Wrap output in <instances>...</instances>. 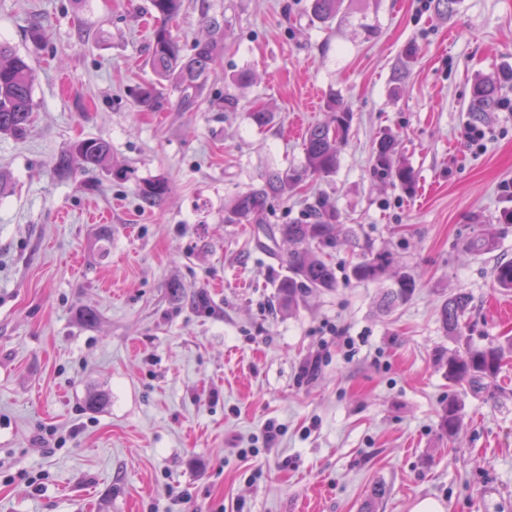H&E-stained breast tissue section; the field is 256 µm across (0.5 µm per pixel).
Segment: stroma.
Wrapping results in <instances>:
<instances>
[{"instance_id":"35a3bbf8","label":"stroma","mask_w":512,"mask_h":512,"mask_svg":"<svg viewBox=\"0 0 512 512\" xmlns=\"http://www.w3.org/2000/svg\"><path fill=\"white\" fill-rule=\"evenodd\" d=\"M435 3L342 0L323 24L311 0H184L170 24L183 53L213 17L224 48L190 104L169 88L164 111L143 112L149 0H0V40L29 58L36 102L25 139L0 135V512H411L427 497L512 512V355L482 386L450 383L440 320L461 290L471 346L512 336V291L494 280L512 261V110L487 113L483 147L461 136L474 83L512 66V0ZM331 97L353 114L335 174L284 189L265 221L310 223L320 194L357 243L334 256L336 288L285 312V265L224 208L303 163L290 130L327 121ZM384 132L415 192L373 178ZM85 138L134 180L59 178ZM155 178L170 189L142 207L136 185ZM480 233L494 249L466 252ZM365 247L416 277L391 315L350 275Z\"/></svg>"}]
</instances>
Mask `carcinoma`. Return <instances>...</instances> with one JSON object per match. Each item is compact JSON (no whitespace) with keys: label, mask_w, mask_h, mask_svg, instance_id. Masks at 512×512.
I'll return each instance as SVG.
<instances>
[{"label":"carcinoma","mask_w":512,"mask_h":512,"mask_svg":"<svg viewBox=\"0 0 512 512\" xmlns=\"http://www.w3.org/2000/svg\"><path fill=\"white\" fill-rule=\"evenodd\" d=\"M183 0H150V12L157 21L149 46L150 65L158 78L142 88L137 103L145 111L163 107V83L179 89L182 99L191 101L192 93L205 81L211 66L224 46V24L209 21V34L194 44L193 53H182L178 40L167 26V21L182 8ZM339 0H312L314 17L323 23L336 17ZM512 82V71L503 72L498 82L479 81L472 90L469 112L473 122L484 119L488 112L499 107L497 83ZM333 110L329 122L315 125L306 132L303 149L304 161L297 167L268 176L264 184L237 194L224 209L227 224H258L265 237L274 242L281 239L288 243V253L279 257L286 265L288 275L278 282L280 308H292L306 294L313 291H330L336 287V270L331 263L332 253L349 240L350 231L340 234L342 222L336 207L322 199L313 205L314 222L310 224L266 225L263 213L270 195L284 184L298 185L310 178L326 177L336 172L338 144L350 130L353 115L348 109L330 100ZM36 104L33 98V70L28 57L20 54L7 42L0 41V135L14 139L27 136L34 121ZM112 147L103 139L87 138L76 142L55 163L59 177H68L74 169L84 171L110 170ZM372 174L375 178L400 186L411 193L415 189L414 171L396 158V139L387 133L380 136L372 156ZM169 191L165 179L137 184L138 196L147 206H153ZM393 257L387 252L363 249L358 261L351 267L352 277L363 283H379L388 278ZM495 282L498 287L512 290V262L497 266ZM417 288L416 278L400 273L391 278L380 298L379 309L389 312L408 302ZM470 297L464 292L448 296L440 308V318L447 332L456 336L461 348L448 354V380L479 385L486 378H493L500 369L505 350L498 345L475 348L463 336L465 315ZM459 427L458 410L448 406L441 414L443 432L452 436Z\"/></svg>","instance_id":"carcinoma-1"}]
</instances>
